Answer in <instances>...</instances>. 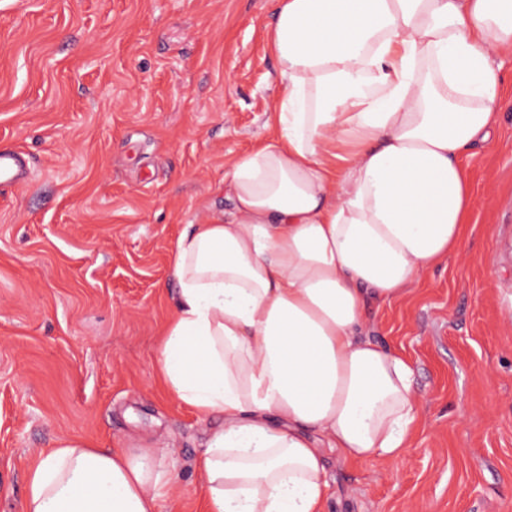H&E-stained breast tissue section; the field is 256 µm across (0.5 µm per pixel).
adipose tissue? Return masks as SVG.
Segmentation results:
<instances>
[{
	"instance_id": "1",
	"label": "adipose tissue",
	"mask_w": 512,
	"mask_h": 512,
	"mask_svg": "<svg viewBox=\"0 0 512 512\" xmlns=\"http://www.w3.org/2000/svg\"><path fill=\"white\" fill-rule=\"evenodd\" d=\"M277 135L237 157L224 210L174 242L168 392L219 418L195 461L206 512H324L326 452L399 459L413 365L364 333L460 248L461 162L499 123L512 0H278ZM156 451L78 439L39 455L23 512H160Z\"/></svg>"
}]
</instances>
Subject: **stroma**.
I'll use <instances>...</instances> for the list:
<instances>
[{"instance_id":"1","label":"stroma","mask_w":512,"mask_h":512,"mask_svg":"<svg viewBox=\"0 0 512 512\" xmlns=\"http://www.w3.org/2000/svg\"><path fill=\"white\" fill-rule=\"evenodd\" d=\"M276 0H0V512L40 452L80 437L157 448L162 512H205L193 467L214 420L158 373L172 247L224 207L234 157L269 142L283 92ZM492 144L463 158L460 249L367 333L412 362L420 427L400 459L327 457L326 512H512V57ZM27 159L21 153L10 149H0V186H12L27 176Z\"/></svg>"}]
</instances>
